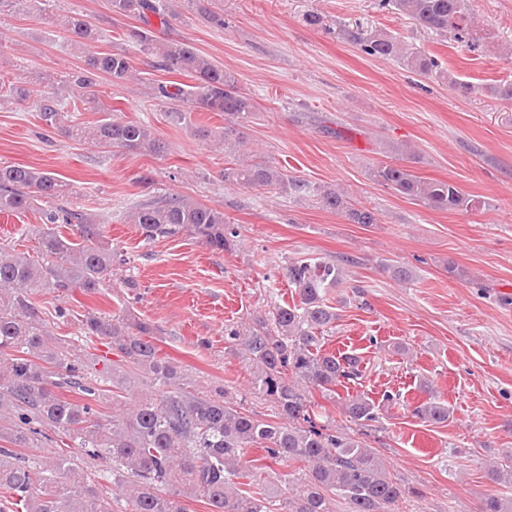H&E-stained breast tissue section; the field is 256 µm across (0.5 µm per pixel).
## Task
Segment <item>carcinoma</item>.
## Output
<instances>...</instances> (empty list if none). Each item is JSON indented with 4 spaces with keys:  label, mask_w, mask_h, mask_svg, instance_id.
Wrapping results in <instances>:
<instances>
[{
    "label": "carcinoma",
    "mask_w": 512,
    "mask_h": 512,
    "mask_svg": "<svg viewBox=\"0 0 512 512\" xmlns=\"http://www.w3.org/2000/svg\"><path fill=\"white\" fill-rule=\"evenodd\" d=\"M185 2L209 24L224 27V15L210 10L205 0ZM109 4L112 12L140 21L126 38L155 58L160 70L194 79L192 86L173 80L152 86L154 98L188 105L186 111H170L173 120L189 123L194 112H222L231 123L218 135L222 144L236 128L254 122L257 103L239 90L234 73L187 41L157 36L176 16L168 0ZM379 6L409 15L457 43L473 38L465 0H379ZM61 26L84 59L62 86L40 93L37 108L45 125L74 140L160 154L161 143L142 123L110 116L92 125L66 124V98L99 112L104 105L92 91L96 79L127 81L133 66L123 50L88 49L99 33L82 14L69 12ZM354 40L369 56L392 59L425 76L441 73L437 57L410 52L393 36L360 33ZM373 178L439 211L478 207L455 183L427 181L396 162L377 166ZM224 182L313 196L351 224L379 223L373 210L353 205L336 189L289 177L264 160L228 164ZM69 194L68 185L51 172L0 165V214L47 203L38 208L40 226L31 231L33 251H21L15 243L0 245V512H114L113 497L99 493L93 480L102 462L112 464V486L127 504L124 512H187L186 499L206 503L209 512H332L334 496L345 501L349 512H401L400 504L422 497L399 483L381 454L356 435L314 422L316 391L337 402L342 416L361 433L380 419L381 402L363 393H340L362 377L356 353L324 350L323 333L337 318L326 289L342 281L340 263L316 258L288 262V283L298 301L276 299L259 316L224 324V349L242 358L249 372L247 394L270 408L258 414L228 401L222 387H196L175 360L161 354L156 344L161 329L132 311L140 292L129 273L119 277L127 289L125 306L77 316L57 305L51 313L55 323H75L78 333L49 334L37 295L46 289L62 297L75 288L97 292L130 263L104 243L96 216L62 203ZM126 218L147 241L189 235L228 251L240 237L223 211L173 194L137 206ZM65 224L76 228L78 240L61 235ZM93 338L105 340L116 359L88 352ZM414 413L443 424L452 410L431 397ZM53 432L69 439L66 447H53ZM28 448H44L47 455L32 457ZM250 448L262 449L272 462L297 464L287 489H244L242 479L253 483L261 475V468L247 459ZM489 476L512 485V457L492 467ZM480 512H512V501L490 496Z\"/></svg>",
    "instance_id": "cac0c4a2"
}]
</instances>
